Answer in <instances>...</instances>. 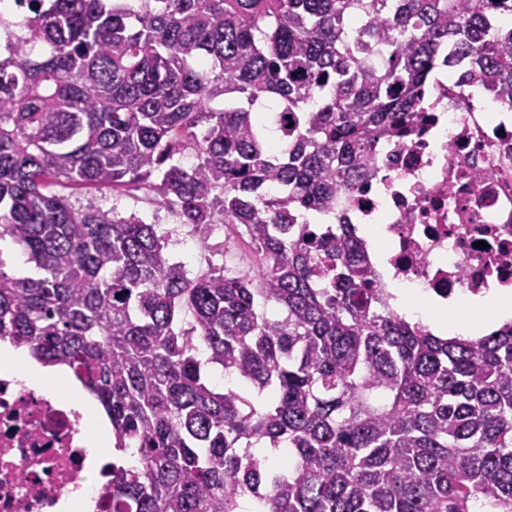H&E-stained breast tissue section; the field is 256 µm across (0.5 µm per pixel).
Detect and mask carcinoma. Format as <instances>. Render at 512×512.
Wrapping results in <instances>:
<instances>
[{
  "mask_svg": "<svg viewBox=\"0 0 512 512\" xmlns=\"http://www.w3.org/2000/svg\"><path fill=\"white\" fill-rule=\"evenodd\" d=\"M139 2L27 0L0 55V241L37 270L0 267V337L103 407L110 512H512V323L436 336L303 219L411 132L440 50L512 102V0ZM53 185L145 187L259 262L190 277L156 225Z\"/></svg>",
  "mask_w": 512,
  "mask_h": 512,
  "instance_id": "cac0c4a2",
  "label": "carcinoma"
}]
</instances>
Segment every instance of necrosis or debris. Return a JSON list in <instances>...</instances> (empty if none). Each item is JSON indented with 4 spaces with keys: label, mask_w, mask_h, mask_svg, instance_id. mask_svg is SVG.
I'll return each instance as SVG.
<instances>
[{
    "label": "necrosis or debris",
    "mask_w": 512,
    "mask_h": 512,
    "mask_svg": "<svg viewBox=\"0 0 512 512\" xmlns=\"http://www.w3.org/2000/svg\"><path fill=\"white\" fill-rule=\"evenodd\" d=\"M423 120L380 141L362 192L336 221L364 241L377 288L438 299L512 292V104L434 69L421 90ZM482 181H475V174ZM82 414L52 389L0 375V512H102L101 476L85 468Z\"/></svg>",
    "instance_id": "1"
}]
</instances>
